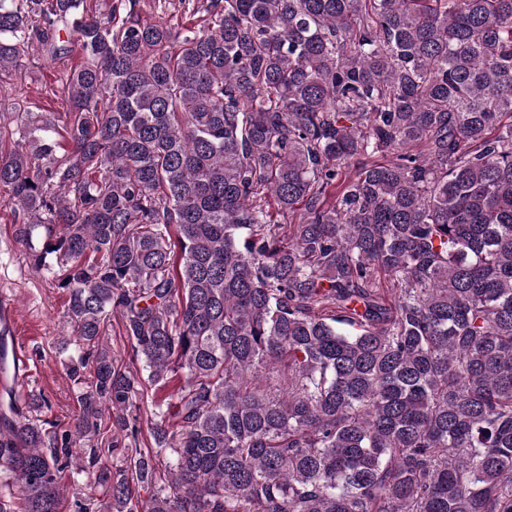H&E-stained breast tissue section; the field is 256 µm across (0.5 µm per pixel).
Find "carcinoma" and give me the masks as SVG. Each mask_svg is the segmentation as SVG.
I'll list each match as a JSON object with an SVG mask.
<instances>
[{
    "instance_id": "cac0c4a2",
    "label": "carcinoma",
    "mask_w": 512,
    "mask_h": 512,
    "mask_svg": "<svg viewBox=\"0 0 512 512\" xmlns=\"http://www.w3.org/2000/svg\"><path fill=\"white\" fill-rule=\"evenodd\" d=\"M179 3L0 0V71L82 56L0 190L88 380L61 434L0 413V512L71 457L79 512H512V0ZM116 314L183 380L150 448ZM142 20L164 21L167 24L180 28L184 19L181 12L174 9L169 0H140L137 6ZM121 322L122 321L119 317H112V325L108 327L105 341H107L109 346L112 348V352L115 356L125 363L129 360V353L131 349L127 338L121 333Z\"/></svg>"
}]
</instances>
